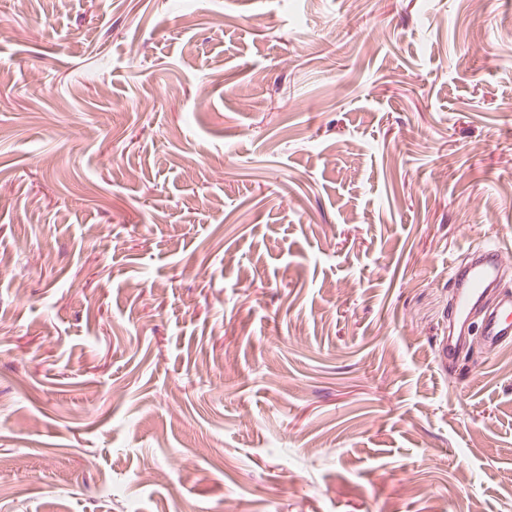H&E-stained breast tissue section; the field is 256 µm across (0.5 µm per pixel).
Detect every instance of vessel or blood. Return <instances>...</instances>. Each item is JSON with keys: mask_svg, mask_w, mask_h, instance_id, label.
<instances>
[{"mask_svg": "<svg viewBox=\"0 0 512 512\" xmlns=\"http://www.w3.org/2000/svg\"><path fill=\"white\" fill-rule=\"evenodd\" d=\"M502 262L497 246L470 253L453 274L452 326L436 348L443 364L453 363L461 352L463 329L475 310H482V341L487 351L512 344V289L501 286Z\"/></svg>", "mask_w": 512, "mask_h": 512, "instance_id": "vessel-or-blood-1", "label": "vessel or blood"}]
</instances>
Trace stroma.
<instances>
[{
    "instance_id": "obj_1",
    "label": "stroma",
    "mask_w": 512,
    "mask_h": 512,
    "mask_svg": "<svg viewBox=\"0 0 512 512\" xmlns=\"http://www.w3.org/2000/svg\"><path fill=\"white\" fill-rule=\"evenodd\" d=\"M512 0H0V512H512ZM501 251L489 245L470 253L455 266L452 282L453 304L450 330L437 345L436 355L444 365L453 363L461 352L463 329L473 311L484 308L482 341L487 352L512 344V289L499 287ZM495 291L493 303L485 307L488 292Z\"/></svg>"
}]
</instances>
